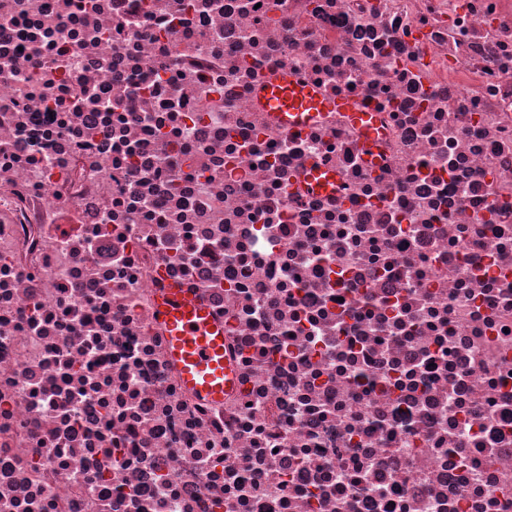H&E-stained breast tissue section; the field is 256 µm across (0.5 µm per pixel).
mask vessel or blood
Returning <instances> with one entry per match:
<instances>
[{
    "instance_id": "1",
    "label": "vessel or blood",
    "mask_w": 512,
    "mask_h": 512,
    "mask_svg": "<svg viewBox=\"0 0 512 512\" xmlns=\"http://www.w3.org/2000/svg\"><path fill=\"white\" fill-rule=\"evenodd\" d=\"M255 102L290 129L307 127L328 109L349 113L352 121L363 127L373 123L371 113L354 109L348 98L325 100L310 85L289 76L258 89ZM306 185L312 191L331 194L336 190V176L315 165L309 169ZM155 310L169 331L170 354L184 385L207 400L223 401L234 386L224 359L223 327L193 293L176 284L158 291Z\"/></svg>"
}]
</instances>
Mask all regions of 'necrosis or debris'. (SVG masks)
<instances>
[{
	"label": "necrosis or debris",
	"instance_id": "necrosis-or-debris-1",
	"mask_svg": "<svg viewBox=\"0 0 512 512\" xmlns=\"http://www.w3.org/2000/svg\"><path fill=\"white\" fill-rule=\"evenodd\" d=\"M0 512H512V0H0ZM255 103L273 119L289 129L307 127L318 119L323 111L335 108L349 112L352 121L367 128L373 124L372 113L355 110L351 101L344 96L325 100L314 88L295 78H282L266 84L255 94ZM305 184L314 192L333 195L336 190V176L329 169L315 165L310 167ZM155 310L169 331L170 354L184 385L207 400L223 401L234 386L224 361V328L193 293L177 284L158 291Z\"/></svg>",
	"mask_w": 512,
	"mask_h": 512
}]
</instances>
